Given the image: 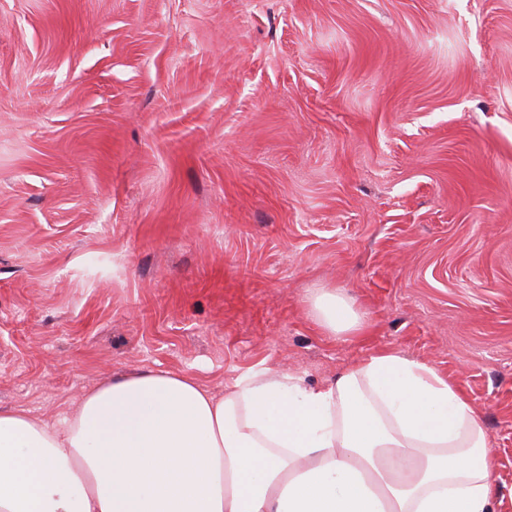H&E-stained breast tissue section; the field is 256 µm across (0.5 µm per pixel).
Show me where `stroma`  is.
I'll use <instances>...</instances> for the list:
<instances>
[{
    "label": "stroma",
    "instance_id": "1",
    "mask_svg": "<svg viewBox=\"0 0 512 512\" xmlns=\"http://www.w3.org/2000/svg\"><path fill=\"white\" fill-rule=\"evenodd\" d=\"M381 350L458 383L512 512V0H0V409ZM312 314L331 335L356 332L361 326V314L353 302L336 291H321L311 299Z\"/></svg>",
    "mask_w": 512,
    "mask_h": 512
}]
</instances>
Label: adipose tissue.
<instances>
[{
  "instance_id": "obj_1",
  "label": "adipose tissue",
  "mask_w": 512,
  "mask_h": 512,
  "mask_svg": "<svg viewBox=\"0 0 512 512\" xmlns=\"http://www.w3.org/2000/svg\"><path fill=\"white\" fill-rule=\"evenodd\" d=\"M311 309L361 326L336 292ZM495 469L458 384L396 351L324 387L251 375L216 396L138 370L60 425L0 410V512H496Z\"/></svg>"
}]
</instances>
